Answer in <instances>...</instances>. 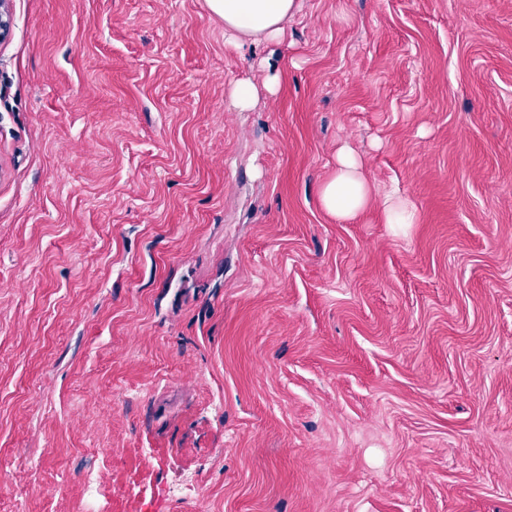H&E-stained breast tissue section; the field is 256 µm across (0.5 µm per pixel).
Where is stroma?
I'll use <instances>...</instances> for the list:
<instances>
[{
  "instance_id": "stroma-1",
  "label": "stroma",
  "mask_w": 512,
  "mask_h": 512,
  "mask_svg": "<svg viewBox=\"0 0 512 512\" xmlns=\"http://www.w3.org/2000/svg\"><path fill=\"white\" fill-rule=\"evenodd\" d=\"M6 8L0 512H512V0ZM216 17L224 21V33L240 41L280 40L288 17L301 10L303 0H206ZM375 186L367 174L360 155L349 145L336 151V168L322 182L319 190L321 207L338 222L354 219L374 200ZM384 223L408 225L418 223L416 208L407 200L387 195L382 201Z\"/></svg>"
}]
</instances>
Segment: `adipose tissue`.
<instances>
[{
  "mask_svg": "<svg viewBox=\"0 0 512 512\" xmlns=\"http://www.w3.org/2000/svg\"><path fill=\"white\" fill-rule=\"evenodd\" d=\"M223 20L231 43L282 39L288 17L301 10L303 0H206ZM375 186L360 155L349 145L336 152V168L322 182L319 200L324 211L345 222L362 214L374 200Z\"/></svg>",
  "mask_w": 512,
  "mask_h": 512,
  "instance_id": "adipose-tissue-1",
  "label": "adipose tissue"
}]
</instances>
